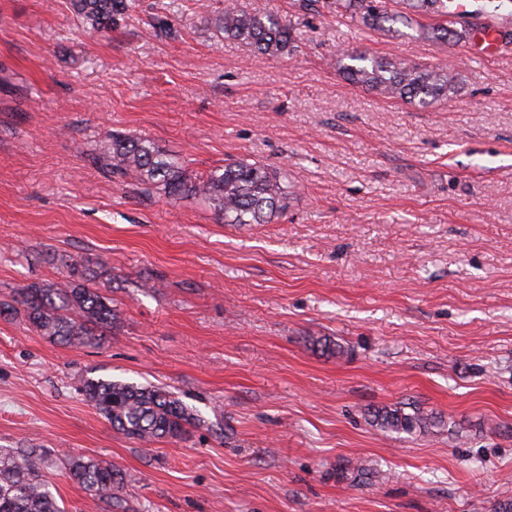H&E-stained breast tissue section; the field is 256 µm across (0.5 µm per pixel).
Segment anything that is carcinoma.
<instances>
[{
  "mask_svg": "<svg viewBox=\"0 0 512 512\" xmlns=\"http://www.w3.org/2000/svg\"><path fill=\"white\" fill-rule=\"evenodd\" d=\"M454 0H303L302 6L335 17L359 21L377 29L410 26L414 17L433 19L418 25V38L446 44L462 38L456 28ZM88 33H103L128 10L127 0H69ZM224 37L240 40L257 55L277 58L296 50L294 29L272 14L239 7L226 8L216 19ZM345 79L383 98L428 105L460 89L454 66H416L400 60L345 53L338 61ZM110 147L93 161L119 178L132 179L146 191L171 201L201 198L226 224H269L288 207V177L282 170L245 159L228 162L206 173H193L146 140L131 134L109 136ZM64 279L33 283L15 292L30 325L78 348L97 345L112 333L120 316L99 289L89 286L96 275L86 265L60 259ZM82 392L112 428L142 443L180 438L196 418L172 394L160 387L112 379H88ZM372 423L388 433L427 434L442 426L438 417L413 406L381 407ZM61 464L103 512H129L123 495L125 476L112 465L93 458L65 457ZM48 455L33 448H0V512H64L46 479Z\"/></svg>",
  "mask_w": 512,
  "mask_h": 512,
  "instance_id": "1",
  "label": "carcinoma"
}]
</instances>
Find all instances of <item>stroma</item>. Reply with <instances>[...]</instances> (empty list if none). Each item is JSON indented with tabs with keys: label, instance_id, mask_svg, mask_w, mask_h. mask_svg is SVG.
<instances>
[{
	"label": "stroma",
	"instance_id": "stroma-1",
	"mask_svg": "<svg viewBox=\"0 0 512 512\" xmlns=\"http://www.w3.org/2000/svg\"><path fill=\"white\" fill-rule=\"evenodd\" d=\"M90 34L66 0H0V448L93 457L133 512H492L512 497V19L493 48L238 0L294 26L266 60L225 38L227 0H129ZM457 66L423 108L349 84L343 53ZM205 172L286 169L270 224L140 193L91 161L108 135ZM97 271L121 323L72 348L9 305ZM152 289H144V282ZM173 393L197 419L146 446L85 399V378ZM444 422L389 435L370 411ZM351 460L366 473L339 480Z\"/></svg>",
	"mask_w": 512,
	"mask_h": 512
}]
</instances>
